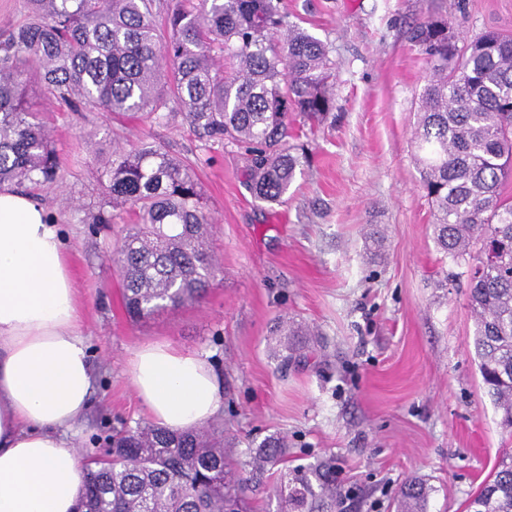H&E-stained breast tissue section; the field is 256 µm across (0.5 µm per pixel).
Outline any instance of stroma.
Returning <instances> with one entry per match:
<instances>
[{"instance_id": "stroma-1", "label": "stroma", "mask_w": 512, "mask_h": 512, "mask_svg": "<svg viewBox=\"0 0 512 512\" xmlns=\"http://www.w3.org/2000/svg\"><path fill=\"white\" fill-rule=\"evenodd\" d=\"M290 21L327 43L335 108L295 119L309 167L285 201L255 199L236 147L202 139L176 113L136 119L39 107L61 178L32 192L68 237L80 329L95 392L79 458L103 454L112 430L148 420L127 373L142 345L207 355L238 449L280 433L288 464L335 461L336 512H396L413 477L432 486L427 512H465L503 452H512L478 370L466 264L446 257L411 157L428 65L409 40L428 19L474 38L512 35V0H279ZM190 164L213 218L218 272L199 302L130 321L112 252L131 216L92 230L113 148L140 142ZM309 329L284 349L279 318Z\"/></svg>"}]
</instances>
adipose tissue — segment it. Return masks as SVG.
<instances>
[{
  "mask_svg": "<svg viewBox=\"0 0 512 512\" xmlns=\"http://www.w3.org/2000/svg\"><path fill=\"white\" fill-rule=\"evenodd\" d=\"M66 237L33 197L0 186V512H74L81 488L72 438L93 393ZM160 426L215 416L221 380L205 356L166 344L128 363Z\"/></svg>",
  "mask_w": 512,
  "mask_h": 512,
  "instance_id": "1",
  "label": "adipose tissue"
}]
</instances>
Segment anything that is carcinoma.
Instances as JSON below:
<instances>
[{"mask_svg": "<svg viewBox=\"0 0 512 512\" xmlns=\"http://www.w3.org/2000/svg\"><path fill=\"white\" fill-rule=\"evenodd\" d=\"M27 20L0 41V184H41L60 166L36 92L73 108L127 116L180 111L213 142L247 156L249 188L284 200L308 163L294 151L289 116L323 120L334 109L326 45L279 12L274 0H26ZM164 14V30L156 16ZM426 56L412 137L436 243L467 261L473 346L483 384L512 431V36L466 40L428 19L410 31ZM107 205L131 208L134 224L114 256L127 315L149 317L192 303L216 271L211 216L189 164L144 144L112 152L100 173ZM488 242L495 259H484ZM224 432H181L138 421L112 434L107 456L83 465L77 512H249L288 453L269 435L233 461ZM326 470L281 471L278 512H336ZM431 487L410 479L400 512H426ZM466 512H512V454H505Z\"/></svg>", "mask_w": 512, "mask_h": 512, "instance_id": "carcinoma-1", "label": "carcinoma"}]
</instances>
